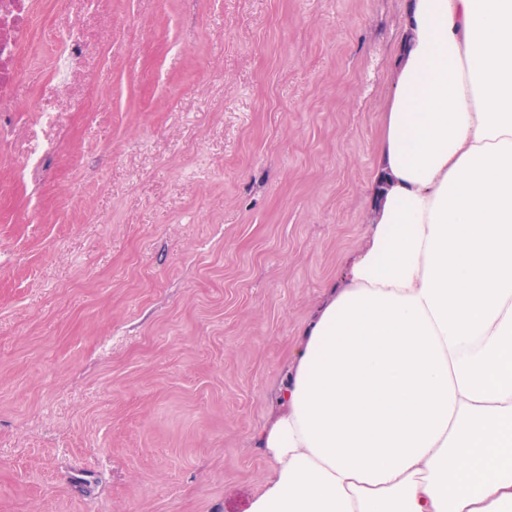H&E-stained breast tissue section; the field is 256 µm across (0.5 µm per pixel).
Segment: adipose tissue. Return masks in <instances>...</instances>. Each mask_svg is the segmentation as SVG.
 <instances>
[{"label":"adipose tissue","instance_id":"ef3b65f1","mask_svg":"<svg viewBox=\"0 0 512 512\" xmlns=\"http://www.w3.org/2000/svg\"><path fill=\"white\" fill-rule=\"evenodd\" d=\"M381 188L250 512H512V0H410Z\"/></svg>","mask_w":512,"mask_h":512}]
</instances>
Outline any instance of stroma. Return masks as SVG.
Segmentation results:
<instances>
[{
	"mask_svg": "<svg viewBox=\"0 0 512 512\" xmlns=\"http://www.w3.org/2000/svg\"><path fill=\"white\" fill-rule=\"evenodd\" d=\"M408 4L37 0L0 114V512H249L376 220ZM55 30L88 46L64 97Z\"/></svg>",
	"mask_w": 512,
	"mask_h": 512,
	"instance_id": "35a3bbf8",
	"label": "stroma"
}]
</instances>
